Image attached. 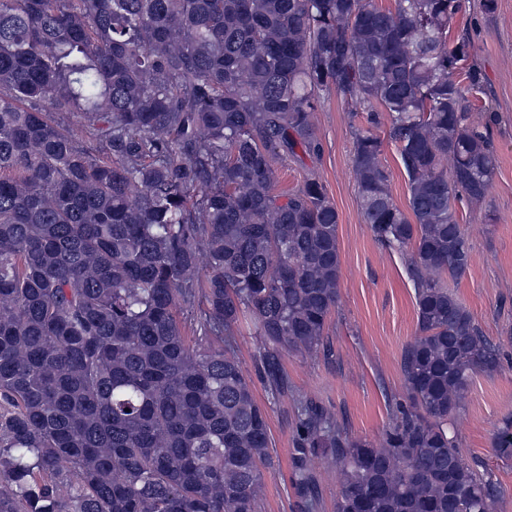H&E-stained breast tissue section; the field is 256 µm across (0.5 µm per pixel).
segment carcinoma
<instances>
[{
    "label": "carcinoma",
    "mask_w": 512,
    "mask_h": 512,
    "mask_svg": "<svg viewBox=\"0 0 512 512\" xmlns=\"http://www.w3.org/2000/svg\"><path fill=\"white\" fill-rule=\"evenodd\" d=\"M461 10L0 0V512H259L270 429L234 354L238 323L250 315L276 397L283 356L324 347L338 214L316 178L276 191L274 158L319 149L311 116L332 92L361 109V216L406 254L419 336L380 445L296 401L294 488L317 508L311 460L329 455L336 512H491L498 487L448 430L473 376L501 364L444 282L473 261L455 202L484 199L498 166L472 119L486 108L469 41L452 37ZM494 447L512 455L511 418ZM382 161L389 173L390 189L395 203L402 210L408 211L406 178L398 160L397 150L390 142H385Z\"/></svg>",
    "instance_id": "cac0c4a2"
}]
</instances>
